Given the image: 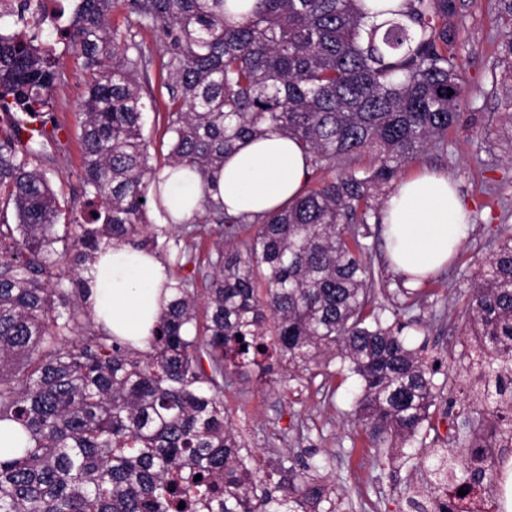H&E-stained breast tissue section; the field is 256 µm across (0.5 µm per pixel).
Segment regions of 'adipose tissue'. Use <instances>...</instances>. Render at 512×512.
I'll list each match as a JSON object with an SVG mask.
<instances>
[{"label": "adipose tissue", "instance_id": "1", "mask_svg": "<svg viewBox=\"0 0 512 512\" xmlns=\"http://www.w3.org/2000/svg\"><path fill=\"white\" fill-rule=\"evenodd\" d=\"M310 172L309 156L293 139L247 138L225 156L214 188L189 168L166 167L162 209L185 222L209 197L230 214H268L299 197ZM380 222L392 265L416 283L454 257L471 229V212L451 176L425 171L398 183L381 207ZM85 276L96 322L145 347L171 297L166 265L145 251L114 246L99 252Z\"/></svg>", "mask_w": 512, "mask_h": 512}]
</instances>
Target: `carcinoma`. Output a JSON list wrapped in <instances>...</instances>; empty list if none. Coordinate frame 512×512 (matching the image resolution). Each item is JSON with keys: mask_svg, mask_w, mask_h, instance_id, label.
<instances>
[{"mask_svg": "<svg viewBox=\"0 0 512 512\" xmlns=\"http://www.w3.org/2000/svg\"><path fill=\"white\" fill-rule=\"evenodd\" d=\"M405 2L367 24L360 0H257L240 23L224 17L225 0H80L60 36L87 78L77 123L88 219L58 232L40 152L0 127V206L18 218L0 224V423L29 439L0 458V512H342L336 487L311 467L286 457L263 470L226 422L224 384L276 363L290 381L305 371L357 377L372 447L405 461V449L426 444L447 383L406 341L420 321L383 317L363 239L371 189L426 146H447L466 91L448 53L458 0ZM118 8L122 30L111 24ZM146 29L168 45L161 166L144 134L150 57L136 36ZM59 77L49 48L0 33V109L42 112ZM269 132L295 139L312 170H345L252 219L204 199L202 221L219 234L203 292L171 277L172 299L143 350L95 325L82 273L101 247L171 249L173 225L146 219L161 167L209 183L237 142ZM367 152L378 162L370 180L354 168ZM175 246L179 269L198 261L197 242ZM55 261L69 265V284L48 279ZM466 335L476 346L448 375L478 376L434 485L446 475L484 493L496 473L478 447L494 444L477 440L494 425L512 434L507 227L467 302Z\"/></svg>", "mask_w": 512, "mask_h": 512, "instance_id": "1", "label": "carcinoma"}]
</instances>
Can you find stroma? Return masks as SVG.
Returning <instances> with one entry per match:
<instances>
[{
	"label": "stroma",
	"instance_id": "obj_1",
	"mask_svg": "<svg viewBox=\"0 0 512 512\" xmlns=\"http://www.w3.org/2000/svg\"><path fill=\"white\" fill-rule=\"evenodd\" d=\"M77 4L46 0L44 7L55 24L42 29L43 41L61 62L62 74L45 115L63 134L60 143H48L43 151L54 160L49 177L64 204L82 193L76 114L84 99L85 76L60 36ZM460 14L462 21L448 45L463 64L469 88L460 126L448 135L447 153L427 148L399 171L403 177L424 169L448 172L472 212L473 228L457 257L446 271L422 283L426 297L410 312L421 322L420 331L408 334L411 346L422 348L441 373L467 342L464 309L475 274L493 253L501 228L512 227V14L502 0H463ZM143 37L153 59L140 77L147 94L145 132L151 137L150 153L158 160L163 154L162 124L156 111L168 95L156 65L161 42L149 31ZM365 244L377 300L394 309L404 297L399 275L387 261L384 238L376 232ZM353 387L350 380L332 386L319 377L285 391L269 379L254 377L226 387L224 400L234 430L260 466H268L279 453L299 457L317 463L321 476L335 484L343 512H407L410 497L429 492L437 462L433 450L452 447L454 425L451 419L436 418L433 447L416 449L414 459L401 464L385 449L372 447L363 426L353 420Z\"/></svg>",
	"mask_w": 512,
	"mask_h": 512
}]
</instances>
